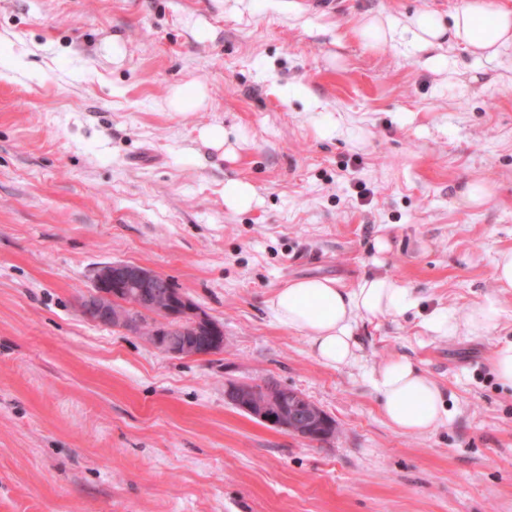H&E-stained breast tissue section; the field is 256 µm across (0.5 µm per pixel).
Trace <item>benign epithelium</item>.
Returning <instances> with one entry per match:
<instances>
[{
  "instance_id": "7a95c632",
  "label": "benign epithelium",
  "mask_w": 512,
  "mask_h": 512,
  "mask_svg": "<svg viewBox=\"0 0 512 512\" xmlns=\"http://www.w3.org/2000/svg\"><path fill=\"white\" fill-rule=\"evenodd\" d=\"M135 308L151 312L155 319L151 342L175 357H199L219 352L224 346V328L197 312L192 302L152 269L126 262L98 267L81 312L91 323L129 329ZM226 401L254 418L309 441L318 435L333 437L331 417L299 391L277 384L261 388L254 383L227 387Z\"/></svg>"
}]
</instances>
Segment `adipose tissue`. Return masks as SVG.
<instances>
[{
	"label": "adipose tissue",
	"mask_w": 512,
	"mask_h": 512,
	"mask_svg": "<svg viewBox=\"0 0 512 512\" xmlns=\"http://www.w3.org/2000/svg\"><path fill=\"white\" fill-rule=\"evenodd\" d=\"M406 29L421 49L461 44L473 54L494 57L512 45V10L499 0H462L451 18L417 12L408 17ZM414 305L409 290L386 275L362 277L350 288L331 279L294 280L276 289L267 301L273 321L303 333L314 357L330 368L358 363L357 320L401 315ZM502 318V307L490 300L472 307L462 320L439 315L428 328L440 337L451 338L462 331L483 336ZM369 381L384 417L401 432L432 431L448 416L440 387L407 358L394 357L373 367Z\"/></svg>",
	"instance_id": "ef3b65f1"
}]
</instances>
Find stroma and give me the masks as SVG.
Listing matches in <instances>:
<instances>
[{"label": "stroma", "mask_w": 512, "mask_h": 512, "mask_svg": "<svg viewBox=\"0 0 512 512\" xmlns=\"http://www.w3.org/2000/svg\"><path fill=\"white\" fill-rule=\"evenodd\" d=\"M460 2L0 0V512H512V388L490 367L512 340L492 278L512 249V45L418 50L401 30ZM376 15L399 27L381 47L358 34ZM177 87L203 104L170 109ZM212 125L230 154L202 142ZM233 180L251 209L225 205ZM474 181L487 198L462 207ZM115 261L168 277L223 352L176 358L85 320ZM373 274L417 305L357 322L356 365H322L266 307L292 280ZM489 300L487 335L426 327ZM394 356L442 389L433 431L383 417L367 372ZM269 380L336 436L226 403L227 383ZM255 197V188L248 182L233 181L224 186V203L232 210L249 209L255 201Z\"/></svg>", "instance_id": "35a3bbf8"}]
</instances>
